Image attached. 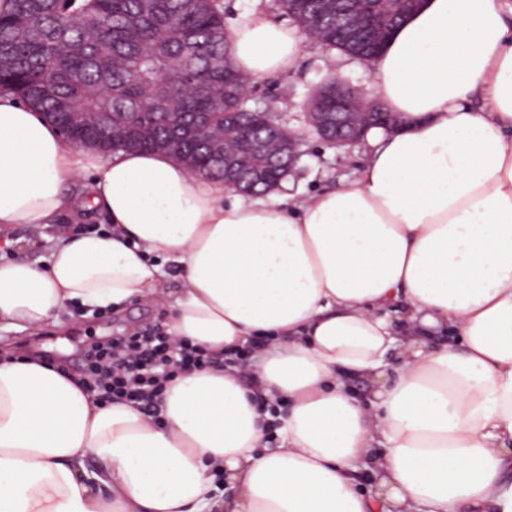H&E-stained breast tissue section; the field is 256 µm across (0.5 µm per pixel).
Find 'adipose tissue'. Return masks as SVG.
<instances>
[{
  "label": "adipose tissue",
  "mask_w": 512,
  "mask_h": 512,
  "mask_svg": "<svg viewBox=\"0 0 512 512\" xmlns=\"http://www.w3.org/2000/svg\"><path fill=\"white\" fill-rule=\"evenodd\" d=\"M226 40L258 78L304 36L256 11ZM373 77L397 129L300 199L76 146L0 93V238L77 213L76 182L110 224L0 262V331L137 300L213 354L255 348L252 381L180 376L154 419L1 351L0 512H512V17L424 0Z\"/></svg>",
  "instance_id": "1"
}]
</instances>
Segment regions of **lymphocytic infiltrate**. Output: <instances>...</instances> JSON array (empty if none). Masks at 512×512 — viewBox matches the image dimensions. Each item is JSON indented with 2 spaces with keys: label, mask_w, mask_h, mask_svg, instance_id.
Listing matches in <instances>:
<instances>
[{
  "label": "lymphocytic infiltrate",
  "mask_w": 512,
  "mask_h": 512,
  "mask_svg": "<svg viewBox=\"0 0 512 512\" xmlns=\"http://www.w3.org/2000/svg\"><path fill=\"white\" fill-rule=\"evenodd\" d=\"M84 357L85 380L101 403L127 402L149 415L156 414L168 383L178 374L215 364L202 348L161 333L95 343Z\"/></svg>",
  "instance_id": "lymphocytic-infiltrate-1"
}]
</instances>
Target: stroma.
Here are the masks:
<instances>
[{
	"instance_id": "1",
	"label": "stroma",
	"mask_w": 512,
	"mask_h": 512,
	"mask_svg": "<svg viewBox=\"0 0 512 512\" xmlns=\"http://www.w3.org/2000/svg\"><path fill=\"white\" fill-rule=\"evenodd\" d=\"M339 77L361 88L368 100H376L373 70L336 51L327 50L312 39L304 40L299 67L284 74L252 79L251 104L255 107L275 106V119L289 130L303 133L301 156L281 189L294 197L316 193L341 185L353 178L368 150V141L337 149L321 141L306 121L305 104L317 88ZM53 226L18 224L13 229L14 245L0 248L2 259L44 261V238L53 234ZM76 321L66 331L43 329L42 353L56 366L65 368L73 377L82 371L76 365L80 346L103 336L125 334L128 327H164L167 311L161 306H148L137 301L121 308L74 305Z\"/></svg>"
}]
</instances>
